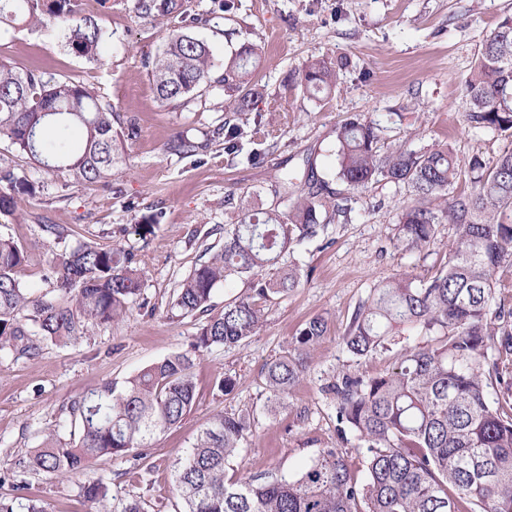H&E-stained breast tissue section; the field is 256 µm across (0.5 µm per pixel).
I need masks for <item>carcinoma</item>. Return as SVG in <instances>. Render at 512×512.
<instances>
[{"instance_id": "cac0c4a2", "label": "carcinoma", "mask_w": 512, "mask_h": 512, "mask_svg": "<svg viewBox=\"0 0 512 512\" xmlns=\"http://www.w3.org/2000/svg\"><path fill=\"white\" fill-rule=\"evenodd\" d=\"M82 0H0V28L62 24L64 47L89 62L103 56L107 31L81 15ZM179 0H135L136 16L149 21L180 14ZM257 48L247 46L213 77L209 47L186 33L167 36L152 60L159 99L175 102L213 83L224 87L227 107L252 105ZM337 71L323 59L305 63L300 78L312 97L336 87ZM466 119L512 137V15L498 22L478 51L465 85ZM112 104L88 85L39 69L0 62V140L69 186L109 184L123 163L122 134ZM379 124L359 117L336 128V178L350 190L385 181L404 187L413 205L398 217L396 241L421 251L449 224L455 237L444 266L418 280H386L358 307L345 339L358 358L391 352V371L370 377L344 374L328 385L338 400L340 432H355L366 447L367 478L355 480L337 448L319 453L293 478L273 475L226 478L229 460L252 431L250 413L211 418L173 464L172 482L183 512H512V389L500 365L512 354V310L492 305L497 274L512 263V148L491 159L457 164L449 147L382 150ZM463 177L472 193L456 192ZM34 183L0 166V215L19 220L18 199ZM328 184L310 180L287 215H245L224 229V246L181 282L171 302L177 317L202 316L195 349L245 343L264 322V305L301 282L292 257L296 246L326 231L322 213ZM26 251L0 235V352L16 359L39 354L44 342L67 343L90 323L124 317L138 295L144 268L121 247L85 243L55 255L57 294L32 297L20 273ZM276 269L267 277L265 271ZM246 278L250 292L211 314L217 286ZM407 326L425 341L393 350L394 331ZM326 332V320H308L294 352L268 363L267 410L284 407L306 370L302 352ZM495 349L498 357H488ZM503 389L494 393V386ZM195 399L191 359L171 354L122 385L107 383L74 400L71 425L78 439L46 435L26 468L56 476L84 473L104 456H127L178 425ZM91 503L105 505L110 488L99 479L81 486Z\"/></svg>"}]
</instances>
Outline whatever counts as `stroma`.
<instances>
[{"label": "stroma", "mask_w": 512, "mask_h": 512, "mask_svg": "<svg viewBox=\"0 0 512 512\" xmlns=\"http://www.w3.org/2000/svg\"><path fill=\"white\" fill-rule=\"evenodd\" d=\"M84 3L111 35L102 62L68 53L54 24L0 33V61L94 87L111 103L116 128L132 126L137 134L126 141V162L109 184L74 188L1 141L0 164L37 181L39 191L19 201L20 220L0 217V233L26 247L21 278L36 296L53 292V257L85 242L134 252L145 276L123 319L88 326L77 340L44 345L30 359L0 353V497H13L20 481L23 497L48 512H94L80 493L84 475L51 477L23 469L22 461L48 432L69 438V406L78 396L123 383L174 353L193 361V408L156 436L141 460L104 457L95 464L94 477L110 487V506L140 495L151 512H179L171 464L219 412L247 411L255 419L227 477L290 478L323 449L337 448L355 478L365 480L364 444L356 433L340 432L327 386L345 373L369 377L391 369L390 355L357 358L347 350L351 318L379 282L431 276L446 260L453 230L440 225L421 253L397 247L395 222L412 194L391 183L350 190L337 181L336 128L357 115L383 127L388 148L448 144L463 164L475 155L494 157L507 141L467 124L464 85L483 41L512 14V0H182L194 20L189 33L209 44L216 67L245 45L259 48V95L247 112L226 111L220 86L185 104L162 103L149 62L180 20H141L134 0ZM311 59L341 62L330 94L313 98L289 82ZM227 121L244 132L233 148L216 135ZM181 136L195 142L194 155L170 152ZM310 178L347 197L349 211L325 235L297 246L300 286L267 303L262 328L246 343L195 351L199 321L170 316L180 282L206 259L207 248L222 245L225 225L249 210L287 213L296 200L292 184ZM152 215L159 218L153 234L138 235L137 225ZM45 224L62 226L64 239L44 240ZM317 315L327 319V332L308 353L285 408L269 416L264 368ZM222 377L235 380L232 392L218 391Z\"/></svg>", "instance_id": "obj_1"}]
</instances>
